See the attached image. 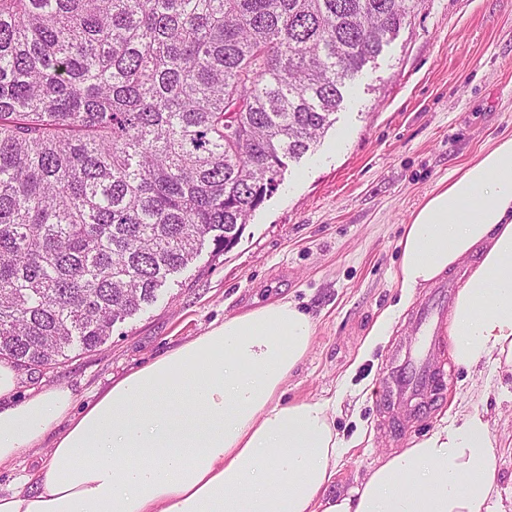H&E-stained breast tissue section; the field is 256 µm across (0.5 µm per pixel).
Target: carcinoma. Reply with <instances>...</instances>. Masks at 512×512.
<instances>
[{"instance_id":"obj_1","label":"carcinoma","mask_w":512,"mask_h":512,"mask_svg":"<svg viewBox=\"0 0 512 512\" xmlns=\"http://www.w3.org/2000/svg\"><path fill=\"white\" fill-rule=\"evenodd\" d=\"M424 0H0V359L57 365L278 190Z\"/></svg>"}]
</instances>
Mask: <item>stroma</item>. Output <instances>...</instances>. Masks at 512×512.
Returning a JSON list of instances; mask_svg holds the SVG:
<instances>
[{"mask_svg": "<svg viewBox=\"0 0 512 512\" xmlns=\"http://www.w3.org/2000/svg\"><path fill=\"white\" fill-rule=\"evenodd\" d=\"M511 133L512 0H426L347 84L335 125L289 162L230 251L215 258L202 250L99 350H74L50 369L20 368L22 389L64 385L86 403L225 316L288 299L315 318L316 331L285 397L335 401L344 444L337 487L465 408L484 412L498 443L499 484L511 487L512 373H467L443 335L431 410L410 418L388 409L386 371L412 333L424 288L387 336L367 343L401 299L399 241L411 213L458 166Z\"/></svg>", "mask_w": 512, "mask_h": 512, "instance_id": "35a3bbf8", "label": "stroma"}]
</instances>
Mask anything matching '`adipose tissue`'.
<instances>
[{"mask_svg":"<svg viewBox=\"0 0 512 512\" xmlns=\"http://www.w3.org/2000/svg\"><path fill=\"white\" fill-rule=\"evenodd\" d=\"M400 247L405 295L466 270L454 361L512 373V135L427 194ZM315 330L286 300L228 315L82 407L66 386L16 399L1 361L0 467L53 443L30 492L0 489V512H493L494 439L476 410L337 488L330 403L284 399Z\"/></svg>","mask_w":512,"mask_h":512,"instance_id":"obj_1","label":"adipose tissue"}]
</instances>
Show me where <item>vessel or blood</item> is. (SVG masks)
Wrapping results in <instances>:
<instances>
[{
  "label": "vessel or blood",
  "instance_id": "obj_1",
  "mask_svg": "<svg viewBox=\"0 0 512 512\" xmlns=\"http://www.w3.org/2000/svg\"><path fill=\"white\" fill-rule=\"evenodd\" d=\"M454 289V282L449 280L431 289L414 315L411 337L397 347L388 370L390 400L411 413H423L427 407L428 392L437 374L433 339L443 332Z\"/></svg>",
  "mask_w": 512,
  "mask_h": 512
}]
</instances>
